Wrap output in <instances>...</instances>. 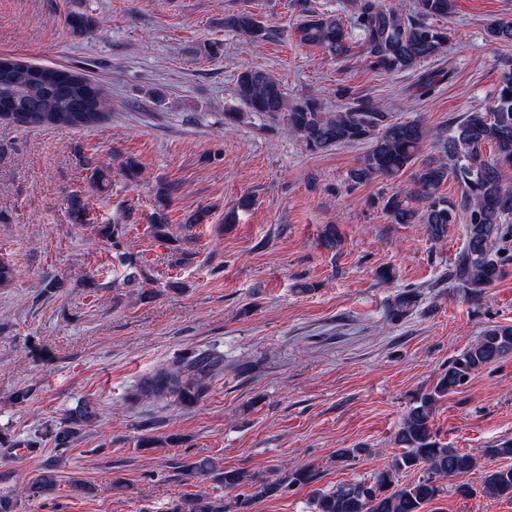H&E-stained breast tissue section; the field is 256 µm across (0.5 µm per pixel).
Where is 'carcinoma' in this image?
Masks as SVG:
<instances>
[{
  "label": "carcinoma",
  "mask_w": 512,
  "mask_h": 512,
  "mask_svg": "<svg viewBox=\"0 0 512 512\" xmlns=\"http://www.w3.org/2000/svg\"><path fill=\"white\" fill-rule=\"evenodd\" d=\"M291 6L300 17L296 27L300 42L336 58L349 56L356 46L371 70L385 74L412 70L447 50L449 36L444 23L455 12V0H413L408 10L390 6L386 0H348L344 19L314 10L309 0H292ZM224 30L249 42L267 41L273 35L246 10L224 15ZM485 34L495 42H511L512 22L494 21L486 26ZM450 79L449 71L422 75L417 85L419 96L436 94ZM236 85L246 109L285 122L307 151L369 144L361 164L349 171L347 180L353 186L378 177L393 179L416 166L407 190L382 196L378 203L391 222L425 224L435 238L447 234L448 225L457 223L459 215L465 216V244L449 268L448 279L473 299L480 300L504 263L512 260V189L501 183V168L512 167V64L502 72L489 107L466 112L431 134L418 122L393 120L372 97L354 93L347 86L339 88V94L347 99L346 106L329 112L315 97L288 100L280 81L262 69L242 71ZM0 117L17 125L84 128L106 119V100L99 86L70 70L0 58ZM428 136L433 137L440 155L420 161L422 143ZM487 144L495 145L497 150L492 158L483 153ZM450 179L460 188L455 201L440 195ZM413 200L422 206H412ZM419 299L416 290L399 292L389 304V317L408 315ZM511 354L512 326L486 327L475 343L448 362L434 387L404 415L395 437L401 451L367 478L313 491L314 512H425L428 504L447 492L462 498L481 492L512 501V464L506 463L512 458V442L484 449L483 455L503 459L505 464L481 470L475 455L438 442L433 431L436 404L475 372ZM221 366L222 359L209 352L184 356L143 378L136 388L137 396L194 403L206 395ZM91 415L83 410L67 418L51 433L55 447L70 446L78 434L77 427ZM477 470L479 482L474 485L443 483ZM188 472L198 478L214 476L227 491L253 483L245 472L221 469L209 456L195 459L188 465ZM413 473L418 474L416 479L403 480ZM315 481L312 470L299 467L288 473L286 483L260 484L254 496H274ZM56 487L55 469L49 466L20 493L34 500L53 493ZM242 509L244 503L237 500L195 493L181 497L171 512Z\"/></svg>",
  "instance_id": "1"
}]
</instances>
